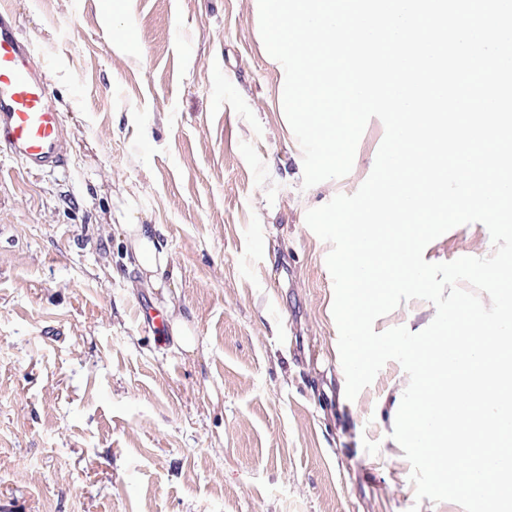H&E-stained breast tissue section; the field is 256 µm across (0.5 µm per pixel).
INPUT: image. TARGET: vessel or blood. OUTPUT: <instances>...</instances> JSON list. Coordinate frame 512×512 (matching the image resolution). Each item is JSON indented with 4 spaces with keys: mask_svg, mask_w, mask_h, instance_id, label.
I'll list each match as a JSON object with an SVG mask.
<instances>
[{
    "mask_svg": "<svg viewBox=\"0 0 512 512\" xmlns=\"http://www.w3.org/2000/svg\"><path fill=\"white\" fill-rule=\"evenodd\" d=\"M0 151L27 169L64 167L63 115L11 12L0 10Z\"/></svg>",
    "mask_w": 512,
    "mask_h": 512,
    "instance_id": "obj_1",
    "label": "vessel or blood"
}]
</instances>
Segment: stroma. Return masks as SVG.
<instances>
[{
	"label": "stroma",
	"instance_id": "obj_1",
	"mask_svg": "<svg viewBox=\"0 0 512 512\" xmlns=\"http://www.w3.org/2000/svg\"><path fill=\"white\" fill-rule=\"evenodd\" d=\"M0 0L65 119V168L0 152V512H464L417 500L392 432L408 375L339 399L332 246L308 202L355 193L367 122L335 189L304 187L245 0ZM156 224L159 288H129L123 225ZM480 223L431 263L481 257ZM197 346L155 338L142 302Z\"/></svg>",
	"mask_w": 512,
	"mask_h": 512
}]
</instances>
